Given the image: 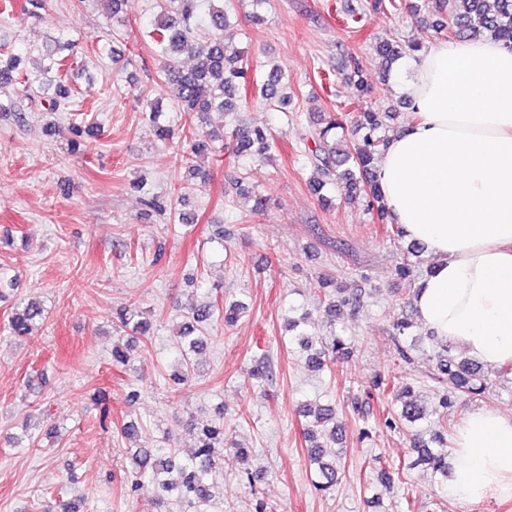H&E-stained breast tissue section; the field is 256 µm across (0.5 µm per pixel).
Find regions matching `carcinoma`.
I'll list each match as a JSON object with an SVG mask.
<instances>
[{
	"mask_svg": "<svg viewBox=\"0 0 512 512\" xmlns=\"http://www.w3.org/2000/svg\"><path fill=\"white\" fill-rule=\"evenodd\" d=\"M11 11L19 10L30 18H41L43 0H21L10 5ZM434 10L438 18L434 22L436 32H448L457 38H476L489 33L505 44L512 46V0H435ZM228 28V12L224 0H208L205 18L198 15V0H166V6L157 16L148 31L166 63L162 70V83L178 101L181 111L193 112L202 119L212 111L239 112L249 91L250 65L240 54L226 55L224 40ZM374 50L392 64L416 50L412 44H404L394 38H382L373 45ZM183 56L192 58L193 65L188 70L178 66ZM22 58L13 53L11 45L0 43V88L6 87L23 74L20 70ZM284 75L273 71L267 82L261 84L259 93L264 104L272 111H288V97L282 94L281 84ZM72 90L59 82L52 96L47 99V111L65 112L71 103ZM389 113L366 110L358 113L355 124L364 132V144L350 147L345 139L337 136V130L344 129L342 119L331 116L324 126L311 134L314 148L311 149L312 164L315 170L313 190L322 194L323 189L333 180L345 182L346 195L353 197L361 193L368 199V206L375 212L388 237H400L402 231L388 221V214L382 200L375 174L376 156L386 146L387 139L376 135L383 126V118ZM236 142L238 155L263 157L271 150V138L261 128H250L239 124L230 131ZM184 138L190 144L187 163L207 150L203 137L188 129ZM354 168L338 171L348 161ZM239 308L224 305V299L211 300L189 313V322L180 341L179 381H186L195 371L192 355L203 346V337L194 335L195 326L209 323L217 314L224 317V325L233 326L238 320ZM44 316V309L35 301L28 302L22 310L15 311L8 319L7 330L15 337L31 336L37 329V321ZM411 324L400 318L393 324V342L397 359L407 365L415 363L411 347L406 345L407 331ZM116 328L141 336L148 332V323L136 311L120 314ZM301 351L307 353V367L322 371L329 367L337 356L349 353L346 340L334 336L325 345L315 346L306 337H297ZM433 378L447 386L440 395L444 407L453 403L454 396L461 392L473 397H482L489 392L483 365L466 357L448 345L442 346L435 356ZM374 389L382 393L394 394L396 407L386 424L398 428L406 423L413 424L424 417L423 407L414 399L411 384H398L394 380L377 375L372 381ZM307 418L305 438L310 443L307 448L308 461L315 470V485L322 491L333 489L339 480L342 461L339 450L334 448L338 441L336 432V405L302 407ZM233 444L229 429L222 424L206 425L197 433L194 451L180 456L172 448H136L132 453V474L134 480L131 491L136 493L144 488L150 490L152 501L157 509H176L177 512H205L209 499L207 479L217 465L224 461V447ZM415 460L405 467L397 468L398 480H404V469L425 464L438 477L440 483H448V448L445 432L433 433L430 442H424L414 449Z\"/></svg>",
	"mask_w": 512,
	"mask_h": 512,
	"instance_id": "cac0c4a2",
	"label": "carcinoma"
}]
</instances>
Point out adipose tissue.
<instances>
[{
  "label": "adipose tissue",
  "instance_id": "obj_1",
  "mask_svg": "<svg viewBox=\"0 0 512 512\" xmlns=\"http://www.w3.org/2000/svg\"><path fill=\"white\" fill-rule=\"evenodd\" d=\"M412 117L376 161L393 223L433 259L413 302L421 323L496 368L512 361V48L489 38L414 52ZM451 487L463 501L512 497V414L459 421Z\"/></svg>",
  "mask_w": 512,
  "mask_h": 512
}]
</instances>
